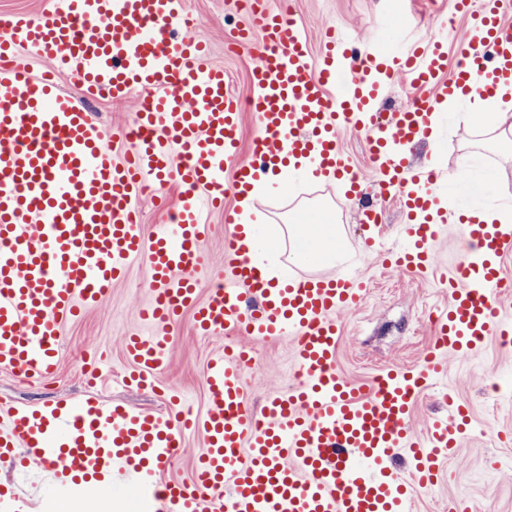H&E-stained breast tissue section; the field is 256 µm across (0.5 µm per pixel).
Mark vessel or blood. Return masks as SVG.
Returning <instances> with one entry per match:
<instances>
[{
    "label": "vessel or blood",
    "mask_w": 512,
    "mask_h": 512,
    "mask_svg": "<svg viewBox=\"0 0 512 512\" xmlns=\"http://www.w3.org/2000/svg\"><path fill=\"white\" fill-rule=\"evenodd\" d=\"M469 21L448 68L441 39H413L386 55L358 56L350 36L327 28L320 58L295 19L252 0L250 14L266 51L240 100L209 45L184 36L187 0H48L43 14H0V369L26 382L53 379L61 330L100 307L138 259L149 269L142 308L149 329L123 339L132 366L123 382L159 390L170 326L192 311L200 335H222L223 351L203 370L208 406L198 417L137 410L96 398L0 410V461L38 464L65 494L109 476L141 499L146 512H413L414 491L434 484L438 462L456 447L457 418L409 426L411 409L451 356L468 357L487 337L512 342L501 315V260L512 228L466 218L462 259L448 275V308L434 325L417 368H389L372 386H353L336 368L339 316L367 291L355 277L303 273L269 280L251 259L253 231L231 233L224 280L199 302L205 217L241 199L260 177L291 164L310 180L345 186L346 199L369 184L379 201L406 211L405 244L390 255L399 269L426 273L432 246L447 230L441 177L415 169L409 146L437 132L438 107L472 92L489 95L512 80V0H458ZM44 73H36L34 65ZM408 73L418 94L382 117L375 104L394 72ZM74 77L75 102L53 80ZM489 80L475 84V75ZM137 98L132 121L105 131L87 111L101 98ZM258 131L240 159L243 114ZM365 137L368 171L341 151L339 134ZM123 142L122 158L112 145ZM177 181L168 220L146 227L140 199ZM292 338L298 383L249 402L244 370L252 345ZM204 449L189 480L166 473L186 431ZM408 457V474L396 461ZM32 497L0 490V512H30Z\"/></svg>",
    "instance_id": "vessel-or-blood-1"
}]
</instances>
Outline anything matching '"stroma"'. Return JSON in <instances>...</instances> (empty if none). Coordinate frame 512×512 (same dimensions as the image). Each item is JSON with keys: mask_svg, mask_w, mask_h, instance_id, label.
<instances>
[{"mask_svg": "<svg viewBox=\"0 0 512 512\" xmlns=\"http://www.w3.org/2000/svg\"><path fill=\"white\" fill-rule=\"evenodd\" d=\"M277 6L293 12L317 54L322 51L325 28L333 26L369 42L387 29L396 14L406 16L411 26L427 35L444 38L451 47L468 33L467 19L457 10L456 0H277ZM188 8L202 22L196 34L207 40L211 62L224 68L238 97L248 98L252 93L248 73L264 47L261 36H254L240 51L227 52V42L242 21L236 0H188ZM465 157L477 159L481 170L475 180L483 184L484 191L475 197L467 184H457L453 193L458 203H496L500 189H512V124L502 123L493 138L457 126L450 119L438 142L420 143L411 155L416 166L432 162L443 173L458 171ZM305 207L333 213L342 237L337 248L345 254L341 263L323 260L309 265V272L348 270L364 279L368 287L358 308L340 317L338 370L357 386L371 384L388 366L420 364L433 336L432 327L421 324L420 316L426 311L439 312L447 300L441 277L460 260L457 224H449L435 242L433 267L422 275L385 268L374 257L356 263L367 231L359 221V203L346 200L336 186L303 182L290 194L262 199L259 209L267 217L269 243L278 253H285V231ZM209 222L212 229L203 244L200 271L206 284L218 281L224 273V244L229 233L223 212H212ZM148 281L145 263L134 262L101 307L63 327L58 375L49 385L31 386L0 369V405L35 406L49 400H78L93 393L134 409L167 410L164 395L121 383L130 369L122 338L142 325L140 310L149 300ZM169 341V363L160 379L178 393L184 408L195 415L203 413L207 393L202 372L210 354L223 347L224 339L199 335L187 314L171 327ZM293 350L287 340L256 343L255 365L246 372L253 410H261L272 393L296 384ZM93 357L103 372L102 383L94 386L83 372L85 359ZM449 388L455 393L454 401L465 408L469 424L459 437L454 456L444 461L436 483L418 493L415 512H448L452 500L468 512H512V443L502 440L503 435L512 434V345L490 337L468 358L449 360L446 375L414 405L412 429L424 432L432 419L447 415L449 402L444 392ZM2 483L38 488L33 512H121L123 508L124 496L116 487L98 495H63L43 487L35 467L26 470L0 463Z\"/></svg>", "mask_w": 512, "mask_h": 512, "instance_id": "35a3bbf8", "label": "stroma"}]
</instances>
